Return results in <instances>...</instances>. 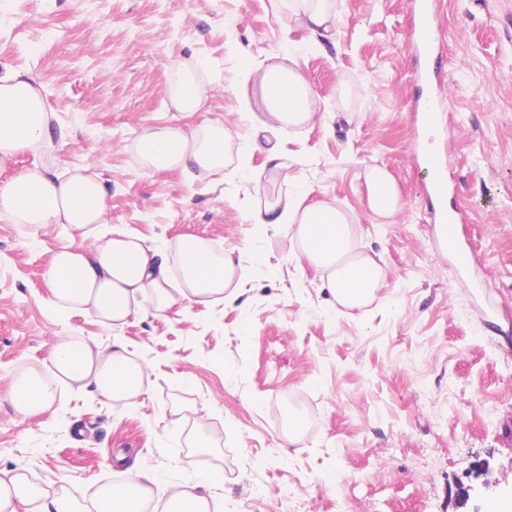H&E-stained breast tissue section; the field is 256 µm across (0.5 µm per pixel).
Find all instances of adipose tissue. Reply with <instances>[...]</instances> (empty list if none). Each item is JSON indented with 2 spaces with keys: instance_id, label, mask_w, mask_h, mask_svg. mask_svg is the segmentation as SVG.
<instances>
[{
  "instance_id": "obj_1",
  "label": "adipose tissue",
  "mask_w": 512,
  "mask_h": 512,
  "mask_svg": "<svg viewBox=\"0 0 512 512\" xmlns=\"http://www.w3.org/2000/svg\"><path fill=\"white\" fill-rule=\"evenodd\" d=\"M240 69L244 79L253 81L259 90L265 128L303 127L315 121L316 97L311 84L289 57L271 55L256 64L245 55ZM166 93L174 110L182 113L204 111L208 100L206 86L193 64L171 68ZM231 146L223 122L207 121L190 129L151 128L139 136L135 152L141 168L150 173L196 169L218 174ZM52 148L36 78L15 71L0 76V167L18 151L48 152ZM365 180L372 216L378 220L394 217L401 209V193L392 174L374 166ZM108 214L105 185L84 171L63 178L51 168L37 167L0 187V215L17 224H66L83 233L92 225L106 223ZM248 220L271 229L287 226L290 246L299 247L313 267L326 272L327 287L343 308L366 306L383 286L382 266L372 257L355 253L353 218L335 203L319 201L304 206L288 197L252 211ZM174 269L179 272L180 287L173 293L169 275ZM245 276L230 254L215 252L207 239L182 237L170 255L124 233L91 249L62 245L42 272L57 311L94 312L107 329L123 325L137 299L148 300L157 312L172 307L180 297L201 303L220 301L225 288ZM50 360L58 376L95 385L109 400L135 401L148 376L147 364L135 358L127 346H105L91 337H56ZM53 399L51 381L35 368L15 382L10 395L15 412L25 418L48 409ZM156 482L149 470L129 472L122 481L100 491L97 512H146ZM39 495L20 470H0V512H24Z\"/></svg>"
}]
</instances>
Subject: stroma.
Listing matches in <instances>:
<instances>
[{
  "label": "stroma",
  "mask_w": 512,
  "mask_h": 512,
  "mask_svg": "<svg viewBox=\"0 0 512 512\" xmlns=\"http://www.w3.org/2000/svg\"><path fill=\"white\" fill-rule=\"evenodd\" d=\"M336 27L313 35L271 0H0V74L43 87L54 148L19 151L0 185L34 167L87 168L105 183L110 221L86 235L0 216V469H23L42 512L72 487L91 497L131 468L166 485L199 483L211 512H486L512 500V0H439L437 54L450 152V209L468 213L469 280L437 245L421 164L422 58L413 0H335ZM290 55L311 82L312 125L258 130L241 55ZM202 63L206 111L169 105L167 71ZM223 122L250 150L223 176L141 169L148 128ZM388 169L402 199L384 224L367 209L364 171ZM260 180L261 194L252 191ZM331 200L350 214L360 251L387 272L375 300L337 307L323 274L285 257L283 233L248 223L266 200ZM122 232L173 251L195 235L247 275L221 303L183 300L104 329L89 312L58 315L42 271L68 242L90 248ZM58 336L121 342L147 361L135 403L55 378ZM30 367L51 379L50 409L22 418L10 402ZM196 408L201 424L179 419ZM302 441L286 446L292 414ZM217 480L200 484L194 462Z\"/></svg>",
  "instance_id": "obj_1"
}]
</instances>
